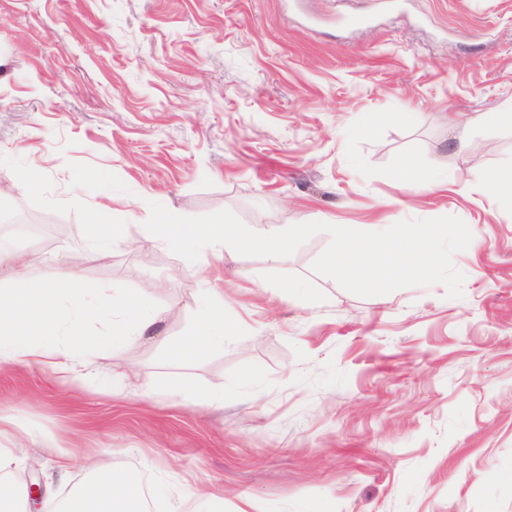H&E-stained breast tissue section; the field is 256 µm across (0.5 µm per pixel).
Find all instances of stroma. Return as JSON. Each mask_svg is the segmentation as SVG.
Instances as JSON below:
<instances>
[{
    "instance_id": "stroma-1",
    "label": "stroma",
    "mask_w": 512,
    "mask_h": 512,
    "mask_svg": "<svg viewBox=\"0 0 512 512\" xmlns=\"http://www.w3.org/2000/svg\"><path fill=\"white\" fill-rule=\"evenodd\" d=\"M288 2L0 0V240L31 277L78 276L95 307L117 286L168 311L155 338L104 346L83 388L0 364V424L74 451L62 479L38 439L0 436L20 493L66 502L98 466L140 481L156 512L193 485L217 512H512V210L486 189L512 172V125H475L512 100V0H406L359 29L338 16L372 0H301L311 26ZM407 167L443 178L410 195ZM153 202L251 227L450 215L477 239L453 257L458 299L352 294L311 269L326 233L276 262L224 252L206 285L149 243ZM102 204L122 242L72 267ZM209 287L234 334L203 363L168 362L162 342ZM130 372L152 397L123 388Z\"/></svg>"
}]
</instances>
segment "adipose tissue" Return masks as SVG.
Listing matches in <instances>:
<instances>
[{"label":"adipose tissue","instance_id":"1","mask_svg":"<svg viewBox=\"0 0 512 512\" xmlns=\"http://www.w3.org/2000/svg\"><path fill=\"white\" fill-rule=\"evenodd\" d=\"M105 214V208H98L85 226L82 261L107 258L119 243L117 229L106 223ZM0 264L14 272L11 287L0 289V363L46 364L63 381L83 385L80 366L97 349L99 338L84 329L96 313L84 301L82 281L74 277L61 286L31 278L27 256L1 243ZM198 308V320L188 333L168 341L165 354L170 361L204 362L233 334L224 318L223 295L208 294ZM107 313L112 317L107 334L116 348L147 339L164 320L163 310L143 308L140 298L126 291L113 294ZM143 498L142 487L129 474L99 471L67 502L65 512H131Z\"/></svg>","mask_w":512,"mask_h":512}]
</instances>
